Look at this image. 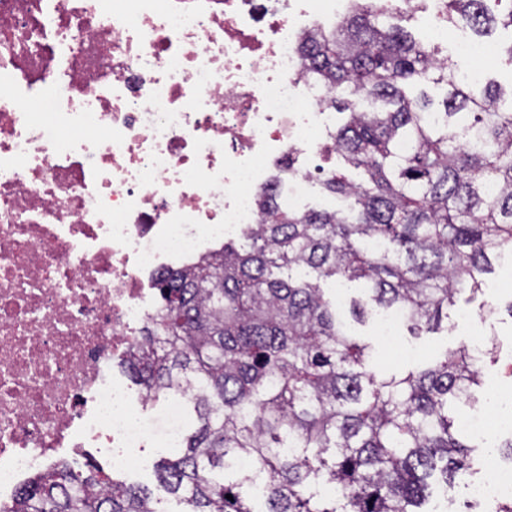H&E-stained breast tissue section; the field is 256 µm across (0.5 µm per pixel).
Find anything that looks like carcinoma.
I'll return each instance as SVG.
<instances>
[{
    "instance_id": "cac0c4a2",
    "label": "carcinoma",
    "mask_w": 512,
    "mask_h": 512,
    "mask_svg": "<svg viewBox=\"0 0 512 512\" xmlns=\"http://www.w3.org/2000/svg\"><path fill=\"white\" fill-rule=\"evenodd\" d=\"M404 20L353 0L300 43L302 77L328 86L324 105L344 115L335 152L365 175L321 181L345 210H291L266 188L262 223L241 243L156 282L161 304L122 366L149 398L181 396L195 413L155 465L184 512H425L432 483L471 455L448 402L481 394V360L447 350L379 375L320 285L361 280L356 320L397 308L424 336L512 247V91L462 80ZM458 20L480 36L512 28V0H448V23ZM430 85L445 88L441 101ZM379 239L384 253L368 248ZM157 504L94 464L60 461L29 480L15 512H161Z\"/></svg>"
}]
</instances>
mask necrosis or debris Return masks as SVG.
Listing matches in <instances>:
<instances>
[{"instance_id":"necrosis-or-debris-1","label":"necrosis or debris","mask_w":512,"mask_h":512,"mask_svg":"<svg viewBox=\"0 0 512 512\" xmlns=\"http://www.w3.org/2000/svg\"><path fill=\"white\" fill-rule=\"evenodd\" d=\"M349 2L0 0V512L64 444L121 467L176 447L182 398L145 413L112 362L275 173L291 208L314 187L336 125L298 47ZM463 490L511 496L512 464Z\"/></svg>"}]
</instances>
